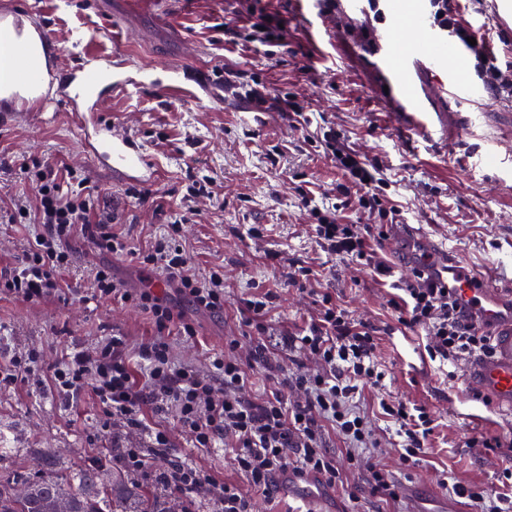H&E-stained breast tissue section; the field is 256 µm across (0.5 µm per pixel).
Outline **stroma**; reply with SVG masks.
Segmentation results:
<instances>
[{
    "label": "stroma",
    "instance_id": "1",
    "mask_svg": "<svg viewBox=\"0 0 512 512\" xmlns=\"http://www.w3.org/2000/svg\"><path fill=\"white\" fill-rule=\"evenodd\" d=\"M13 2L49 29L62 66L90 52L115 55L117 69L133 83L114 89L99 112L115 131L133 136L151 159L154 178L130 183L96 168L64 108L45 119L30 107L0 128V161L46 158L74 168L105 207L117 211L119 230L140 250L166 230L191 178L214 180L212 196L194 200L177 239L186 250L189 273L201 276L222 267L224 313L191 312L198 337L170 335L176 362L207 375L212 356L229 350V342H236L233 353L244 360L255 339H262L282 369L247 367L244 394L260 398L279 392L293 402L304 392L285 385V376L320 373L325 365L284 340L301 334L325 303L377 330L374 361L386 375L385 386L364 387L354 400L369 421L373 447L360 453L357 464L341 461L342 486L291 473L279 478L272 495L252 493L253 512H296L306 500L317 512H406L410 507L448 512L458 501L452 484L476 485L490 495L501 491L512 455L489 452L481 442L488 433L512 439V410L474 399L464 380L466 362L426 361L409 369L405 341L424 347L425 331L399 326L391 288L366 265L317 245L313 219L301 204V190L330 191L341 181V171L322 148L307 144V129L287 113L251 111L247 102L225 94L219 76L235 72L238 82L293 96L311 118H324L362 157L379 162L388 193L412 231L503 286L512 284V179L500 181L498 172L512 171V87L486 91L478 102L453 103L439 96L427 70H418L415 78L428 93L430 110L448 123L442 146L412 137L386 101L375 46L367 38L383 16L376 0H365L357 11L346 0H261L286 26L285 46L270 57L263 47L235 44L228 34L229 28L247 25V0ZM77 31L90 34V41L75 43ZM173 69L180 70L186 85L195 71H203L215 97L174 96L161 82ZM471 112L482 113L480 126L467 125ZM145 189L163 197L166 208L139 203L135 194ZM75 248L64 275L72 294L39 301L0 295V364L32 353L39 357L22 381L0 385V474L39 476L50 461L71 474L95 469L102 486L114 488L130 508L137 488L154 484L158 470L132 472L131 483L119 486L112 474L125 468L124 449L151 453L155 426L167 432L175 461L217 483L248 489L232 460L233 438H224L217 448L194 447L175 407L149 414L146 427L132 429L107 423L92 394L72 401L55 390L52 372L67 351L120 333L134 353L156 333L152 320L135 306L99 296L93 274L105 264L124 285L138 287L151 269L129 254L111 255L80 242ZM303 268L310 275L301 290L288 276ZM259 284L276 294L261 333L246 327L239 313L242 299ZM383 399L422 406L431 414L435 429L420 461L402 460L395 428L379 412ZM372 467L390 473L399 487L397 500L352 501Z\"/></svg>",
    "mask_w": 512,
    "mask_h": 512
}]
</instances>
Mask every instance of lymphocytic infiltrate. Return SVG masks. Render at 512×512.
Here are the masks:
<instances>
[{
    "mask_svg": "<svg viewBox=\"0 0 512 512\" xmlns=\"http://www.w3.org/2000/svg\"><path fill=\"white\" fill-rule=\"evenodd\" d=\"M320 140L346 176L337 183L334 195L373 217L372 223L363 226L342 224L335 208L321 207L314 196L303 194L302 203L314 219L320 246L369 266L380 283L393 289L392 306L399 323L426 329L430 341L425 351L430 360L490 354L488 332L458 305L447 280L423 267L414 268L408 279L381 259L384 227L393 223L397 208L386 192L379 164L361 158L339 132L321 131ZM18 169L35 183L37 196L32 202L18 199L0 207V223L29 224L33 230L21 260L0 272L1 292L26 301L62 294L61 275L71 265L74 241L82 238L103 252L136 253L141 264L159 271L167 289L198 310L223 313V272L213 269L202 278L189 274L187 256L175 240L177 223H170L150 249L134 252L127 236L113 230L115 215L101 213L99 195L86 179L37 159L20 162ZM94 278L100 293L118 296L149 313L158 334L141 347L135 362L130 361L126 339L120 335L90 349H74L53 372L52 383L60 394L74 400L91 391L109 418L137 427L144 425L147 409L172 404L197 447L212 448L223 437L234 438L235 464L251 487L266 493L278 475L287 471L336 484L340 472L325 444L324 423L334 426L349 450L370 447L367 422L352 403L360 384L377 386L384 379L373 362L375 330L371 326L351 322L335 306L326 307L299 338L302 349L326 366L323 373L292 378V385L303 390V400L291 403L277 394L252 399L243 394L247 374L241 360L215 355L212 379L191 367L175 365L165 331L175 326L181 336L190 339L196 338L197 331L164 297L149 288L124 287L107 266L97 267ZM382 410L402 439L403 459L416 460L433 429L429 413L403 403H386ZM166 479L183 496L203 491L213 494L221 512H251L250 499L239 487L216 484L195 468L175 466Z\"/></svg>",
    "mask_w": 512,
    "mask_h": 512,
    "instance_id": "1",
    "label": "lymphocytic infiltrate"
}]
</instances>
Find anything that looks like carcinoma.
Listing matches in <instances>:
<instances>
[{"label":"carcinoma","instance_id":"cac0c4a2","mask_svg":"<svg viewBox=\"0 0 512 512\" xmlns=\"http://www.w3.org/2000/svg\"><path fill=\"white\" fill-rule=\"evenodd\" d=\"M18 483L15 478L0 477V512H47L45 503L51 499L66 500L71 505L70 512H128L111 493L99 489V478L93 471H84L74 478L51 470L33 481H24L29 489L25 498L14 494V485ZM165 490L162 477L156 486L138 490L134 512H169Z\"/></svg>","mask_w":512,"mask_h":512}]
</instances>
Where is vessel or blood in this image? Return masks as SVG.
Segmentation results:
<instances>
[{
  "label": "vessel or blood",
  "instance_id": "1",
  "mask_svg": "<svg viewBox=\"0 0 512 512\" xmlns=\"http://www.w3.org/2000/svg\"><path fill=\"white\" fill-rule=\"evenodd\" d=\"M384 10L387 21L376 29L374 41L379 52L376 65L384 74L390 95L409 117L410 131L433 142L447 140L448 128L429 111L421 87L413 82L412 69L421 63L430 73L446 75L452 100L479 97L481 77L475 71L460 75L456 64L449 62L451 35L427 13L407 20L404 0H385ZM28 17L20 8L0 11V31L11 33L19 46L37 44L43 55L41 72L23 73V90L34 94L46 114L64 107L78 118L81 144L94 164L130 182L150 181L153 168L148 158L132 138L115 133L97 110L98 103L119 86L117 72L103 74L86 63L60 70L47 28L29 26ZM405 254L410 263L446 273L448 286L461 305L491 332L493 353L470 364L467 380L498 406L512 409V289L482 281L470 265L426 237L419 238L416 247L406 249Z\"/></svg>",
  "mask_w": 512,
  "mask_h": 512
}]
</instances>
